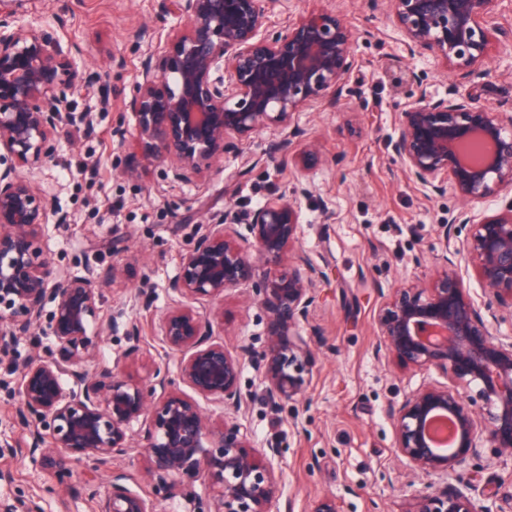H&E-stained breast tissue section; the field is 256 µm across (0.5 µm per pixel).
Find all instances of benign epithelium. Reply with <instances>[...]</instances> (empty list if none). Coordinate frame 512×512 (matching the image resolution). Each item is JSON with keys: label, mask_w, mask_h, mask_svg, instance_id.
I'll list each match as a JSON object with an SVG mask.
<instances>
[{"label": "benign epithelium", "mask_w": 512, "mask_h": 512, "mask_svg": "<svg viewBox=\"0 0 512 512\" xmlns=\"http://www.w3.org/2000/svg\"><path fill=\"white\" fill-rule=\"evenodd\" d=\"M387 2L409 55L427 52L452 70L483 74L492 36L503 31L491 24L500 0ZM19 7L20 0H0V354L21 335L55 341L45 355L13 366L28 454L84 461L108 475L99 512H157L155 502L177 498L197 479L213 491L211 512H277L280 450L256 447L236 420L244 406L242 361L216 339L215 316L195 304L250 288L264 313V345L251 356L264 397L276 409L299 399L311 368L304 327L323 271L295 250L296 199L277 196L253 210L247 236L226 211L188 239L169 283L173 305L156 328L178 355L176 375L158 366L141 384L96 362L100 331L112 320L103 289L120 281L122 269L112 266L105 279L93 269L84 276L55 269L43 237L47 225L67 217L24 173L55 158L74 97L94 76L56 30L36 26V14ZM162 8L188 25L146 53L126 108L144 161L166 164L177 181L224 156L231 135L242 145L274 127L281 134L275 151L288 150L295 114L339 94L355 68L356 33L332 13L311 10L270 31L266 0H162ZM398 126L392 151L407 179L432 194L451 189L475 203L512 188V111L422 87ZM460 224L472 225L470 236L460 238ZM439 232L452 251L436 278L381 293L374 317L387 362L454 379L423 385L388 407L393 454L428 479L409 512H488L452 479L481 448L512 455V340L493 336L485 318L498 311L512 317V202L479 220L463 210ZM465 253L477 261L479 302L453 260ZM181 383L221 404L224 421L212 422L178 393ZM441 417L452 423L446 447L431 432ZM136 425L145 429L153 501L112 468L134 450ZM0 512L40 509L15 500L0 502Z\"/></svg>", "instance_id": "benign-epithelium-1"}]
</instances>
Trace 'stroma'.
Returning a JSON list of instances; mask_svg holds the SVG:
<instances>
[{
    "instance_id": "obj_1",
    "label": "stroma",
    "mask_w": 512,
    "mask_h": 512,
    "mask_svg": "<svg viewBox=\"0 0 512 512\" xmlns=\"http://www.w3.org/2000/svg\"><path fill=\"white\" fill-rule=\"evenodd\" d=\"M41 25L55 28L74 45L78 64L98 85L77 96L83 122L65 127L53 162L31 178L51 198L66 223L47 225L43 246L55 268L80 276L87 267L107 273L124 269V284L104 291L112 323L101 338L104 360L119 363L127 378L146 382L155 367L176 370L177 357L164 349L155 327L172 295L167 285L179 271L184 241L197 225L231 209L245 231L251 212L277 195L296 196L298 246L325 276L307 328L312 373L301 399L272 409L251 362L240 386L246 398L240 421L256 447L281 450V512H312L317 500L335 499L339 512H407L426 479L394 456L389 405L426 382H446L437 369L391 372L375 350L380 345L374 316L381 290L432 278L446 256L441 224L462 208L454 192L426 195L403 174L390 142L399 115L418 86L437 96L455 91L501 109L512 108V45L494 42L487 77L445 68L427 53L409 55L392 23L386 0H270L269 21L278 27L317 7L346 19L357 33V67L342 95L297 113L295 148L273 162L246 171L242 153H273L278 139L265 130L243 152L223 159L191 182L167 178L161 164L139 167L135 178L119 169L137 165L141 149L116 131L125 121L124 102L148 51L163 46L170 29L186 17L163 12L161 0H37ZM126 64L112 66L113 53ZM110 89L101 99L97 88ZM316 143L317 164L297 168L296 150ZM150 286L152 306L143 310L137 292ZM218 312L215 331L236 354L263 345L258 305L236 288L209 302ZM139 319L145 340L128 354L127 324ZM52 337H17L0 358V500L35 499L41 512H97L85 483L86 467L54 463L27 453L30 438L18 422V377L14 358L52 348ZM67 482H60V469ZM479 489H512V457L482 451L460 477Z\"/></svg>"
}]
</instances>
